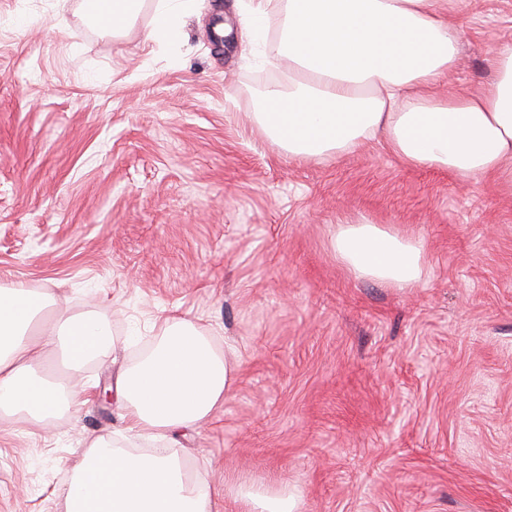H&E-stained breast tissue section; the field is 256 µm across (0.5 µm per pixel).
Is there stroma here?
<instances>
[{"mask_svg": "<svg viewBox=\"0 0 512 512\" xmlns=\"http://www.w3.org/2000/svg\"><path fill=\"white\" fill-rule=\"evenodd\" d=\"M124 35L83 0H0V287L96 313L119 347L75 380L89 403L42 429L0 413V512H60L72 464L121 425L115 386L169 312L236 381L176 448L218 512L230 488L288 491L295 512H512V196L408 166L364 142L289 157L259 127L287 86L271 10L195 0L175 38ZM458 60L441 85L479 92L512 42V0H452ZM423 240L412 288L354 278L337 225Z\"/></svg>", "mask_w": 512, "mask_h": 512, "instance_id": "stroma-1", "label": "stroma"}]
</instances>
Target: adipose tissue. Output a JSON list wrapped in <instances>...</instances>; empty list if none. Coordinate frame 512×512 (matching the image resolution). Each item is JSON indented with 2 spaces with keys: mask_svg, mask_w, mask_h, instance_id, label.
<instances>
[{
  "mask_svg": "<svg viewBox=\"0 0 512 512\" xmlns=\"http://www.w3.org/2000/svg\"><path fill=\"white\" fill-rule=\"evenodd\" d=\"M100 28L129 24L140 0H86ZM447 0H286L275 44L293 62L287 89H267L258 121L296 158L354 151L382 134L409 166H428L512 192V43L497 47L489 88L469 96L437 92L456 63ZM193 0H157L147 37L166 40L181 29ZM337 258L355 277L412 287L424 276L422 242L375 224H340ZM52 294L0 288V412L33 423L83 405L81 391L37 376L34 361L63 338L72 371L113 343L93 314L58 317ZM236 351H217L188 320L165 318L153 345L117 377L125 427L97 438L71 467L63 512H213L206 480H188L164 440L187 434L223 405L234 381ZM136 440L156 442L133 453Z\"/></svg>",
  "mask_w": 512,
  "mask_h": 512,
  "instance_id": "1",
  "label": "adipose tissue"
}]
</instances>
